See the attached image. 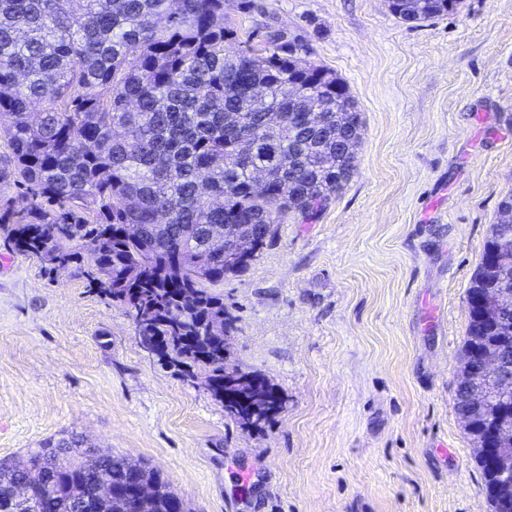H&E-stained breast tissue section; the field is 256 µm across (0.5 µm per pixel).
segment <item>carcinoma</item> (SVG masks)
<instances>
[{
	"mask_svg": "<svg viewBox=\"0 0 512 512\" xmlns=\"http://www.w3.org/2000/svg\"><path fill=\"white\" fill-rule=\"evenodd\" d=\"M226 2L0 0V180L30 198L23 209L0 200V235L49 275L77 265L98 294L126 309L158 362L188 380L203 377L228 417L257 427L283 400L254 372V385L224 398L232 368L224 337L237 317L213 287L243 272L288 215L323 212L354 174L356 154L336 152V123L309 126L290 112L288 85L305 109L358 115L348 129L358 144L364 120L347 84L284 33L226 51L237 37ZM458 3L389 0V8L420 22ZM305 139L316 150L302 156L294 145ZM258 168L268 174L263 186ZM128 224L142 225L141 234L129 236ZM224 224H248L255 236L250 253L231 263L210 239V228ZM496 234L493 224L470 293L497 279L512 288V276L490 273ZM499 335L469 314L460 368L474 361L477 337ZM27 463L0 461V512H30L4 490L21 481L38 490L37 512H101L90 480L102 470L120 489L111 512H170L169 484L146 462L49 439ZM142 479L157 491L138 502L127 489Z\"/></svg>",
	"mask_w": 512,
	"mask_h": 512,
	"instance_id": "carcinoma-1",
	"label": "carcinoma"
}]
</instances>
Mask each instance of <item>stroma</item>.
Instances as JSON below:
<instances>
[{
	"mask_svg": "<svg viewBox=\"0 0 512 512\" xmlns=\"http://www.w3.org/2000/svg\"><path fill=\"white\" fill-rule=\"evenodd\" d=\"M252 2L225 11L257 45L287 30L365 120L336 200L216 288L232 364L282 409L241 427L123 306L0 240V459L77 438L159 469L191 512H490L453 398L467 289L512 192V0L418 23L388 0Z\"/></svg>",
	"mask_w": 512,
	"mask_h": 512,
	"instance_id": "1",
	"label": "stroma"
}]
</instances>
